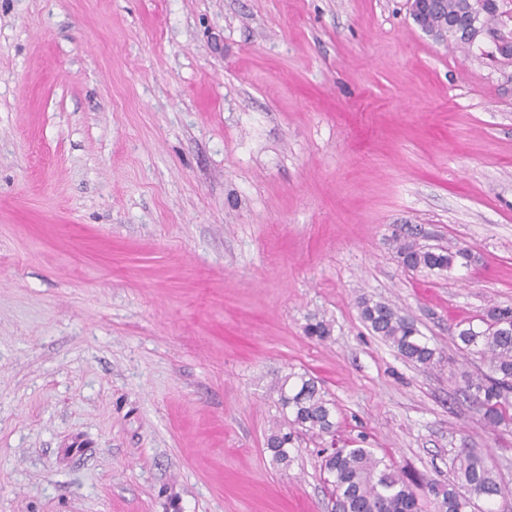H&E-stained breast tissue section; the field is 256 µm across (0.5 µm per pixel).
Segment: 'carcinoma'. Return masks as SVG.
Returning <instances> with one entry per match:
<instances>
[{
    "label": "carcinoma",
    "mask_w": 512,
    "mask_h": 512,
    "mask_svg": "<svg viewBox=\"0 0 512 512\" xmlns=\"http://www.w3.org/2000/svg\"><path fill=\"white\" fill-rule=\"evenodd\" d=\"M436 13L429 25H439V14L465 12L467 0H436ZM402 264L415 271L442 275L455 266H468L474 256L467 248L454 252L432 250L403 240L397 246ZM361 315L371 331L396 348L406 360L431 369L439 363L436 350L419 333L414 322L394 306L381 301L362 300ZM458 349L478 357L483 367L464 375V391L480 404L489 426L496 428L512 421V308L493 307L481 325L468 324L455 336ZM283 422L266 438L273 460L288 466V449L300 432L318 437L336 432L335 403L326 398L314 379L304 375L281 385ZM323 469L340 512H420L413 484L404 473L377 458L367 448H338L324 456ZM502 492L484 456L465 448L459 456L456 480L448 484H428L436 512H468L473 499L488 501Z\"/></svg>",
    "instance_id": "obj_1"
}]
</instances>
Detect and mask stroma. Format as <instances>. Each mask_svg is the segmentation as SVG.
Returning a JSON list of instances; mask_svg holds the SVG:
<instances>
[{
	"instance_id": "1",
	"label": "stroma",
	"mask_w": 512,
	"mask_h": 512,
	"mask_svg": "<svg viewBox=\"0 0 512 512\" xmlns=\"http://www.w3.org/2000/svg\"><path fill=\"white\" fill-rule=\"evenodd\" d=\"M498 4L459 45L407 0H0V512H327L321 441L266 448L292 373L424 512L465 448L504 489L479 512H512V424L453 340L512 306ZM403 239L475 260L416 272ZM361 315L371 331L396 348L407 361L423 369L434 368L439 359L419 333L414 322L394 306L381 301L362 300Z\"/></svg>"
}]
</instances>
